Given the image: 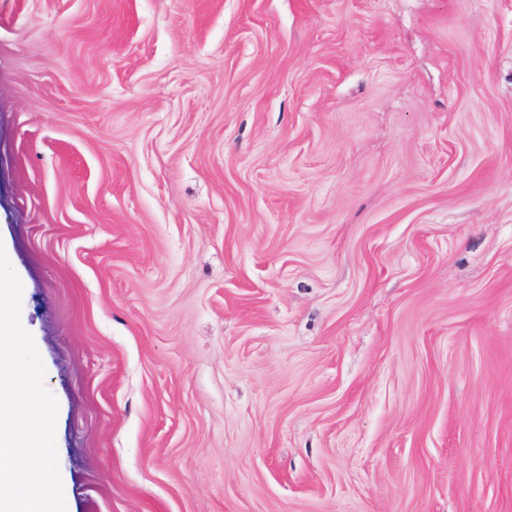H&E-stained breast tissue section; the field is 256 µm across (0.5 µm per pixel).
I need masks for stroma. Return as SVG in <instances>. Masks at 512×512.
Returning <instances> with one entry per match:
<instances>
[{
  "label": "stroma",
  "mask_w": 512,
  "mask_h": 512,
  "mask_svg": "<svg viewBox=\"0 0 512 512\" xmlns=\"http://www.w3.org/2000/svg\"><path fill=\"white\" fill-rule=\"evenodd\" d=\"M0 245L67 512H512V0H0Z\"/></svg>",
  "instance_id": "35a3bbf8"
}]
</instances>
